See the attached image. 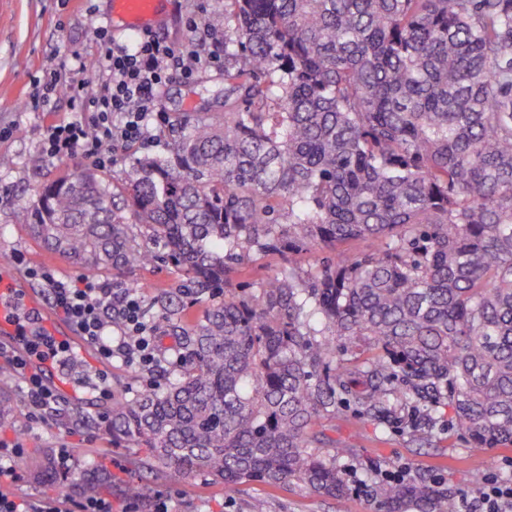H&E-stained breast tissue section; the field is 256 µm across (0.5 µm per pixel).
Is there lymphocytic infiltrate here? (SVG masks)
<instances>
[{
    "instance_id": "f902f5d3",
    "label": "lymphocytic infiltrate",
    "mask_w": 512,
    "mask_h": 512,
    "mask_svg": "<svg viewBox=\"0 0 512 512\" xmlns=\"http://www.w3.org/2000/svg\"><path fill=\"white\" fill-rule=\"evenodd\" d=\"M186 45L176 47L143 34L134 44L116 42L106 27L96 38L107 47L98 66L100 89L88 94L85 82L69 85L68 95L75 112L70 121L47 127L43 136L46 156L60 158L80 154L92 164L103 166L112 158L110 145L139 143L150 127L166 124L159 106L160 90L172 74L191 77L201 62H215V55L199 57L195 47L203 41L196 21L188 23ZM28 279L48 288L52 306L73 328L97 348L102 359L115 357L140 367L156 369L159 358L152 328L144 318L143 301L133 292H117L112 286L88 276L57 278L44 268H27ZM118 309L122 318L119 336L106 333V316ZM48 347L61 364H68V347H54L44 334H35L26 350L12 351L9 360L23 375L34 406L54 404L57 396L29 369L28 357L39 347ZM459 512H512V485L497 479L486 481L477 498L461 496Z\"/></svg>"
}]
</instances>
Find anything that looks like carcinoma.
<instances>
[{
	"instance_id": "cac0c4a2",
	"label": "carcinoma",
	"mask_w": 512,
	"mask_h": 512,
	"mask_svg": "<svg viewBox=\"0 0 512 512\" xmlns=\"http://www.w3.org/2000/svg\"><path fill=\"white\" fill-rule=\"evenodd\" d=\"M224 113L169 128L116 180L45 178L20 224L117 289L157 259L173 377L112 400L154 484L299 483L349 495L316 425L447 405L477 451L512 446V0H213ZM363 239L368 250L342 245ZM327 253L245 287L274 253ZM207 296L202 317L184 300ZM351 357H346V354ZM105 474L70 475L88 495ZM380 512H457L447 484L375 481Z\"/></svg>"
}]
</instances>
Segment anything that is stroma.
Returning <instances> with one entry per match:
<instances>
[{"instance_id": "35a3bbf8", "label": "stroma", "mask_w": 512, "mask_h": 512, "mask_svg": "<svg viewBox=\"0 0 512 512\" xmlns=\"http://www.w3.org/2000/svg\"><path fill=\"white\" fill-rule=\"evenodd\" d=\"M192 17L211 28L215 38H223L224 18L213 13L211 0H171L164 21L153 34L168 44L183 45L188 37L187 21ZM111 18V0H0V260L9 264L17 281L26 279L25 267L14 264L18 252L24 254L26 266L48 267L59 276L79 274L73 265L49 252L28 225L17 223L15 212L19 204L33 199L44 177L89 166L78 154L55 159L44 154V130L70 120L74 113L66 93L37 99L35 83L52 72L65 81L93 79L105 52L95 29ZM81 62L86 65L82 71L77 68ZM161 97L162 110L171 120L222 113L223 64L204 67L188 79L171 77ZM74 376L88 381L95 405L62 397L36 411L19 374L0 384V393L13 402L11 414L0 419V446L24 451L17 463L21 480L12 486V493L78 503V496L67 495L62 487L67 470H42L44 459L57 458L63 449L71 457L72 469L109 470L112 481L98 492L111 498L115 512L125 507L130 512H153L158 498L167 500L172 512H254L258 505L263 512H377L364 483L369 473L382 475L403 467L410 476H426L473 497L479 491L471 481L473 472H482L487 478L512 475V447L474 451L449 407L438 409L439 429L426 445L406 434V412H399L392 425L380 426L348 410L336 423L322 425L326 436L341 449L338 463L351 485L346 499L318 497L298 484L278 489L259 481L228 492L199 475L175 485H155L152 501L141 506L130 503L123 494L124 486L140 477L137 461L141 451L126 440L113 439L108 389L117 385L127 397H134L149 384L150 374L116 360L101 365L93 374L75 370Z\"/></svg>"}]
</instances>
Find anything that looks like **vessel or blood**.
Returning a JSON list of instances; mask_svg holds the SVG:
<instances>
[{
    "label": "vessel or blood",
    "mask_w": 512,
    "mask_h": 512,
    "mask_svg": "<svg viewBox=\"0 0 512 512\" xmlns=\"http://www.w3.org/2000/svg\"><path fill=\"white\" fill-rule=\"evenodd\" d=\"M165 2L166 0H113L112 12L121 19L123 30L142 33L157 24L161 6ZM29 320L46 330L56 341L78 346L80 358L92 361L89 345L79 343L71 330L55 319L42 296L14 280L8 270L1 269L0 339L26 346L28 338L22 334L20 325ZM33 362L48 388L60 395L76 393L77 384L69 370L62 368L52 357L37 355Z\"/></svg>",
    "instance_id": "b4317fda"
}]
</instances>
